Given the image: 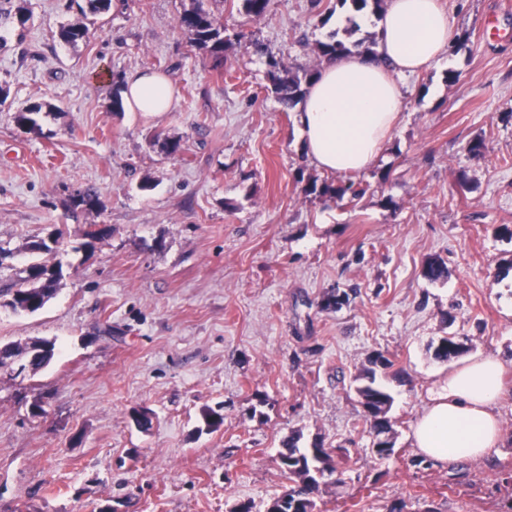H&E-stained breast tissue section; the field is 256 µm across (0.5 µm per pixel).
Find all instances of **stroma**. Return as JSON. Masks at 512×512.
Wrapping results in <instances>:
<instances>
[{"label": "stroma", "mask_w": 512, "mask_h": 512, "mask_svg": "<svg viewBox=\"0 0 512 512\" xmlns=\"http://www.w3.org/2000/svg\"><path fill=\"white\" fill-rule=\"evenodd\" d=\"M65 3L0 0V277L28 264L30 241L67 231L39 256L63 268L54 298L0 307V343L57 347L39 371H0V512H265L289 486L292 435L332 451L314 512H512V395L491 462L436 466L408 439L428 373L450 367L434 356L443 336L499 358L512 388V39L482 34L500 0H448L465 42L405 78L402 121L350 205L304 193L339 178L308 160L267 60L313 66L333 34L375 47L351 4L270 0L249 20L224 0L217 62L177 25L191 0H112L73 46L59 37L77 17ZM136 71L167 74L176 108L113 111L114 83ZM33 103L54 110L19 128ZM155 131L182 153L151 144ZM480 137L487 151L468 153ZM86 188L99 208L73 213ZM92 224L110 230L93 249ZM430 260L444 279L425 278ZM336 289L349 304L324 308ZM376 352L394 364L386 458L353 389ZM217 406L210 432L202 412Z\"/></svg>", "instance_id": "1"}]
</instances>
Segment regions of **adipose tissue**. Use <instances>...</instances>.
<instances>
[{"label": "adipose tissue", "instance_id": "ef3b65f1", "mask_svg": "<svg viewBox=\"0 0 512 512\" xmlns=\"http://www.w3.org/2000/svg\"><path fill=\"white\" fill-rule=\"evenodd\" d=\"M378 29L374 53L322 65L294 115L308 158L326 172L354 175L376 164L404 110L399 77L438 66L453 32L444 0H387ZM123 100L131 112L170 111L172 81L134 72ZM503 373L499 359L477 355L432 374L409 434L412 448L437 466L492 460L502 440L496 408Z\"/></svg>", "mask_w": 512, "mask_h": 512}]
</instances>
